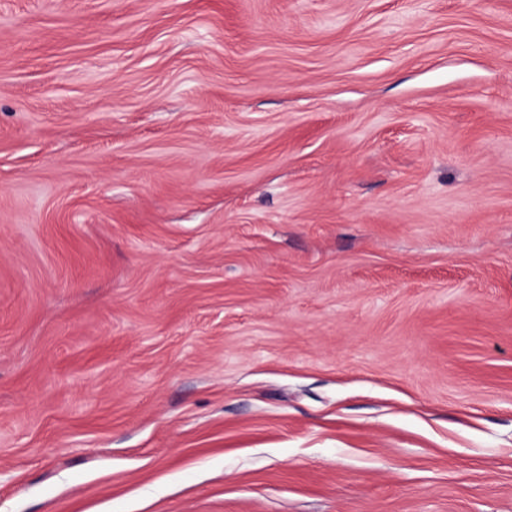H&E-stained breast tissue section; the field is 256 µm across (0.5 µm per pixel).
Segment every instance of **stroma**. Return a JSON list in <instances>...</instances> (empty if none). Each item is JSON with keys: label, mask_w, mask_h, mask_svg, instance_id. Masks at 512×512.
I'll return each instance as SVG.
<instances>
[{"label": "stroma", "mask_w": 512, "mask_h": 512, "mask_svg": "<svg viewBox=\"0 0 512 512\" xmlns=\"http://www.w3.org/2000/svg\"><path fill=\"white\" fill-rule=\"evenodd\" d=\"M0 512H512V0H0Z\"/></svg>", "instance_id": "1"}]
</instances>
